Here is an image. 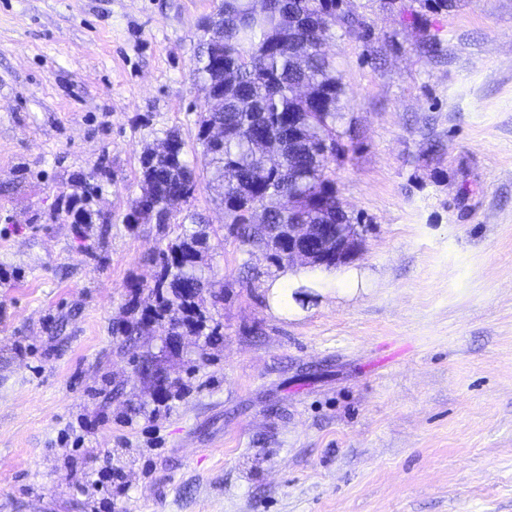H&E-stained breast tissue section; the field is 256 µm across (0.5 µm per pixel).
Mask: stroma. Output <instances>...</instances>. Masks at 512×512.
I'll return each mask as SVG.
<instances>
[{
	"instance_id": "stroma-1",
	"label": "stroma",
	"mask_w": 512,
	"mask_h": 512,
	"mask_svg": "<svg viewBox=\"0 0 512 512\" xmlns=\"http://www.w3.org/2000/svg\"><path fill=\"white\" fill-rule=\"evenodd\" d=\"M217 3L0 0V512H512V0H346L370 32L326 46L352 130L330 168L359 282L285 316L196 140ZM171 131L211 283L176 348L115 331L179 233L125 221ZM91 173L102 220L72 223Z\"/></svg>"
}]
</instances>
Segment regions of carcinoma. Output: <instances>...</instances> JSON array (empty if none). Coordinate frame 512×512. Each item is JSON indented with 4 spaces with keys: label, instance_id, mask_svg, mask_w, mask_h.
I'll return each mask as SVG.
<instances>
[{
    "label": "carcinoma",
    "instance_id": "carcinoma-1",
    "mask_svg": "<svg viewBox=\"0 0 512 512\" xmlns=\"http://www.w3.org/2000/svg\"><path fill=\"white\" fill-rule=\"evenodd\" d=\"M218 16L219 37L200 41L192 68L205 97L224 96L222 111H210L207 102L197 120L208 184L221 192L229 235L264 245L281 268L288 264L281 243L286 225L363 223L345 210L327 173L328 163L344 156L343 137L351 130L339 131L345 86L324 45L338 30L360 35L368 25L344 0H221ZM166 140L168 155L152 149L143 158L128 224L154 220L169 196L186 202L199 187L181 137L173 131ZM180 227L147 287L154 313L125 322L120 335L139 336L167 319L177 336L176 314L191 317L207 283L198 249L204 233ZM137 371L152 383L164 375L147 358Z\"/></svg>",
    "mask_w": 512,
    "mask_h": 512
}]
</instances>
